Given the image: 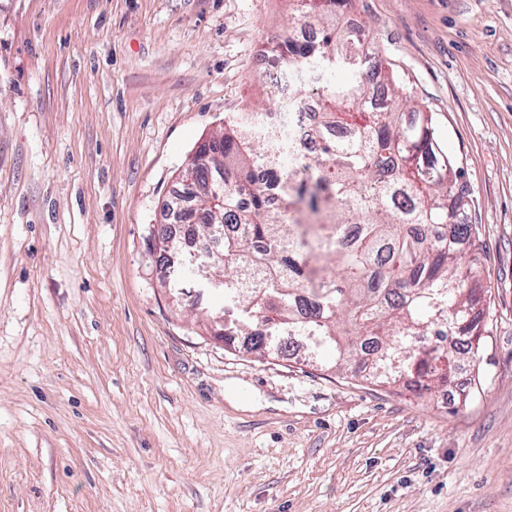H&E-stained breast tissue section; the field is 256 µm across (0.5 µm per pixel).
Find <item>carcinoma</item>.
Returning a JSON list of instances; mask_svg holds the SVG:
<instances>
[{
  "label": "carcinoma",
  "instance_id": "obj_1",
  "mask_svg": "<svg viewBox=\"0 0 512 512\" xmlns=\"http://www.w3.org/2000/svg\"><path fill=\"white\" fill-rule=\"evenodd\" d=\"M322 39L279 45L291 60L343 69L352 80L324 88L323 145L303 170L308 180L280 187L286 207L329 211L312 233L286 221L253 185L255 168L281 162L284 146L270 124L243 113L203 140L184 176H193L190 206L179 215L236 224L222 238L213 271L224 278V346L279 356L296 342L377 384L414 379L433 393L455 377L437 364L461 366L478 352L482 296L473 225L464 221L469 190L436 138L433 113L399 93L394 75L372 85L364 71L362 34L340 24L336 10L317 14ZM333 263L339 275L312 283L306 256Z\"/></svg>",
  "mask_w": 512,
  "mask_h": 512
}]
</instances>
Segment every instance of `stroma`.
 Wrapping results in <instances>:
<instances>
[{
  "mask_svg": "<svg viewBox=\"0 0 512 512\" xmlns=\"http://www.w3.org/2000/svg\"><path fill=\"white\" fill-rule=\"evenodd\" d=\"M470 193L486 334L420 395L225 348L153 243L295 0H0V512H512V0H353Z\"/></svg>",
  "mask_w": 512,
  "mask_h": 512,
  "instance_id": "obj_1",
  "label": "stroma"
}]
</instances>
